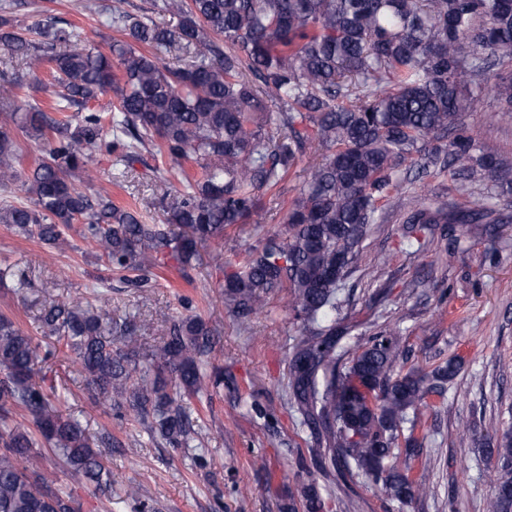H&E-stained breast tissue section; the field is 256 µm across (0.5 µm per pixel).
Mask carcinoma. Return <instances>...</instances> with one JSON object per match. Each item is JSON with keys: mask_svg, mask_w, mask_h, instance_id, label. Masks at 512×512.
Instances as JSON below:
<instances>
[{"mask_svg": "<svg viewBox=\"0 0 512 512\" xmlns=\"http://www.w3.org/2000/svg\"><path fill=\"white\" fill-rule=\"evenodd\" d=\"M18 5L0 0V47L34 76L49 67L53 94L47 110L9 113L16 130L46 146L30 176L16 166L15 129L0 126V184L33 195L31 207H0V224L55 244L61 227L80 219L107 271L138 290L149 287V268L166 259L185 267L216 245L209 260L223 272L220 297L243 330L289 289L298 336L288 356V402L312 425L319 455L340 471L354 462L401 503L426 494L430 464L409 476L408 460L422 448L414 431L429 397L446 390L461 364L402 375L405 351L386 327L352 353L341 348L352 326L338 293L361 269L362 243L392 195L406 212L401 244L410 255L434 224L454 232L512 223V154L482 150L464 121L472 98L490 92L495 117L512 122V0H162L152 9L175 8L178 26L157 25L146 8L115 10L108 22L121 38L108 55L74 28L24 25L14 16ZM172 52L184 65H162ZM23 88L21 75L1 71L0 106L12 108ZM109 91L111 113L88 111ZM319 146L329 154L304 170L286 235L249 247L241 263H224V232L261 223V193ZM101 147L131 164L159 153L177 173L195 163L201 175L181 178L162 223L145 224L72 182ZM412 171L448 172L467 204L425 205L405 195ZM108 292L93 290V304L55 301L38 315L35 337L0 313V512H77L73 490L37 470L45 450L93 494L110 502L120 491L132 512L151 510L38 380L58 344L95 404L146 425L175 450L197 447L185 404L224 383V370H206L216 329L198 315L173 321L143 369L127 322L99 312ZM16 408L31 425L16 419ZM485 452L497 459L487 512H512V428ZM303 496L308 512H323L315 486Z\"/></svg>", "mask_w": 512, "mask_h": 512, "instance_id": "1", "label": "carcinoma"}]
</instances>
